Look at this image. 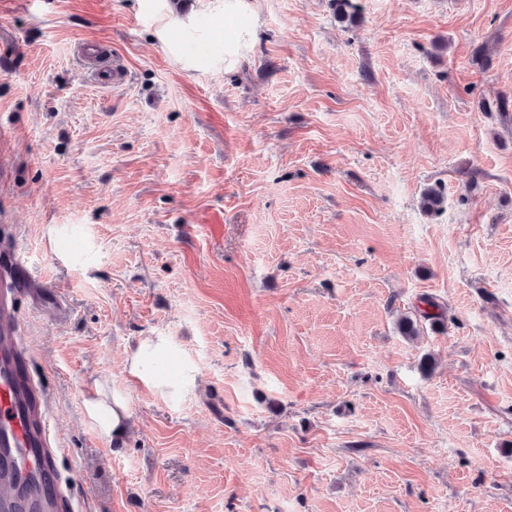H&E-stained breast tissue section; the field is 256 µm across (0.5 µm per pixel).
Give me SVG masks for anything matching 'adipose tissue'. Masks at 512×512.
<instances>
[{
  "label": "adipose tissue",
  "instance_id": "adipose-tissue-1",
  "mask_svg": "<svg viewBox=\"0 0 512 512\" xmlns=\"http://www.w3.org/2000/svg\"><path fill=\"white\" fill-rule=\"evenodd\" d=\"M170 352L171 344L166 337H145L131 350L126 371L132 379L157 391L173 386L180 389L194 387L197 376L189 365H181L176 380L172 382L158 375L159 363ZM130 418V400L124 389L99 380L88 386L84 396V419L102 437L121 438L129 427Z\"/></svg>",
  "mask_w": 512,
  "mask_h": 512
}]
</instances>
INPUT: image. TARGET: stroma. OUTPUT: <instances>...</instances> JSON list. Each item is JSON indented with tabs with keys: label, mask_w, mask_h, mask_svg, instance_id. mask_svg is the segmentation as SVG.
Segmentation results:
<instances>
[{
	"label": "stroma",
	"mask_w": 512,
	"mask_h": 512,
	"mask_svg": "<svg viewBox=\"0 0 512 512\" xmlns=\"http://www.w3.org/2000/svg\"><path fill=\"white\" fill-rule=\"evenodd\" d=\"M248 2L228 71L203 0H0V230L70 308L19 300L61 477L80 512H512V0ZM426 298L443 330L402 336ZM155 335L194 389L128 381ZM255 33L253 26L224 35V68L234 65L248 50ZM131 418L126 391L94 380L84 396V419L102 437L118 440L127 431Z\"/></svg>",
	"instance_id": "stroma-1"
}]
</instances>
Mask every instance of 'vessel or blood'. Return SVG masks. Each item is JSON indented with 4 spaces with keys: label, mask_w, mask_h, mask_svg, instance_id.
<instances>
[{
    "label": "vessel or blood",
    "mask_w": 512,
    "mask_h": 512,
    "mask_svg": "<svg viewBox=\"0 0 512 512\" xmlns=\"http://www.w3.org/2000/svg\"><path fill=\"white\" fill-rule=\"evenodd\" d=\"M28 284L33 302L66 313L58 291L33 277ZM18 322L13 297L0 291V512H73L76 493L58 478L47 400L30 373Z\"/></svg>",
    "instance_id": "vessel-or-blood-1"
}]
</instances>
